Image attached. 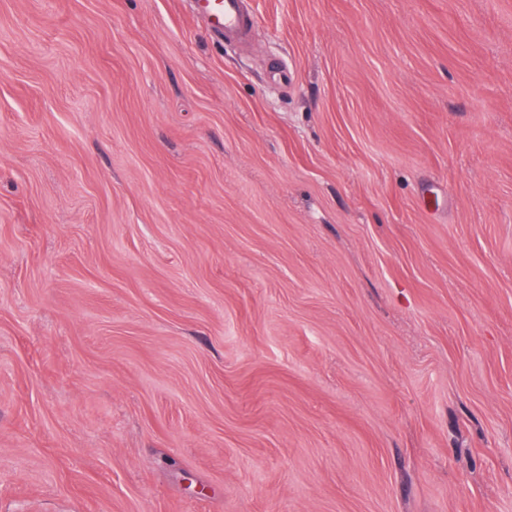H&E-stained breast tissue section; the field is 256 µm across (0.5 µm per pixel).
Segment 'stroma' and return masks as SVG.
Returning a JSON list of instances; mask_svg holds the SVG:
<instances>
[{"label": "stroma", "instance_id": "stroma-1", "mask_svg": "<svg viewBox=\"0 0 512 512\" xmlns=\"http://www.w3.org/2000/svg\"><path fill=\"white\" fill-rule=\"evenodd\" d=\"M0 0V512H512V0ZM197 12L205 18L207 28L224 41H243L248 38L252 18L246 0H198Z\"/></svg>", "mask_w": 512, "mask_h": 512}]
</instances>
